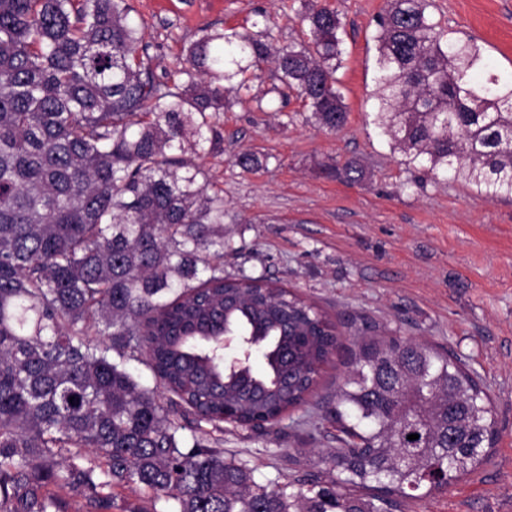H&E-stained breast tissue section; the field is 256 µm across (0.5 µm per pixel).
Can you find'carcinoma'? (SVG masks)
I'll return each instance as SVG.
<instances>
[{
	"instance_id": "1",
	"label": "carcinoma",
	"mask_w": 512,
	"mask_h": 512,
	"mask_svg": "<svg viewBox=\"0 0 512 512\" xmlns=\"http://www.w3.org/2000/svg\"><path fill=\"white\" fill-rule=\"evenodd\" d=\"M431 7L378 16L374 121L405 164L512 198V79ZM303 21L281 47L201 29L162 80L127 0H0V512H65L50 485L112 512L130 484L169 512H389L387 495L446 489L493 447L489 396L458 357L394 336L360 343L324 412L328 480L270 490L200 436L305 405L340 341L298 294L224 276V191L199 163L263 63L321 126L345 125L341 18L307 0ZM226 326L264 334L260 368L224 366ZM141 358L152 387L126 368Z\"/></svg>"
}]
</instances>
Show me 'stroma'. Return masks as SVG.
<instances>
[{"mask_svg":"<svg viewBox=\"0 0 512 512\" xmlns=\"http://www.w3.org/2000/svg\"><path fill=\"white\" fill-rule=\"evenodd\" d=\"M145 26L157 76L173 72L202 28L251 29L268 18L277 45L302 33L304 0H129ZM343 23L336 86L348 107L337 133L297 98L281 102L263 66L259 101L222 117L224 151L203 160L224 191L228 276H262L312 302L343 344L307 404L259 430L224 427L225 458L256 482L327 480L336 428L321 408L351 368L359 336L414 338L451 350L490 394L496 440L488 457L445 490L404 500L400 512H512V199H488L460 181L419 180L374 122L375 18L390 0H322ZM443 27L472 37L491 70L512 74V0H432ZM252 150V173L234 157ZM360 182L333 173L346 161Z\"/></svg>","mask_w":512,"mask_h":512,"instance_id":"1","label":"stroma"}]
</instances>
